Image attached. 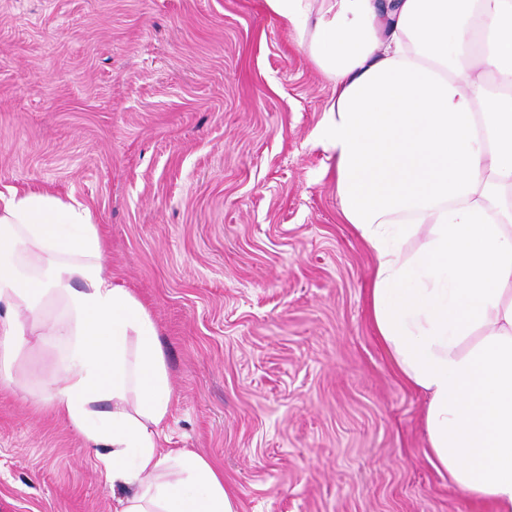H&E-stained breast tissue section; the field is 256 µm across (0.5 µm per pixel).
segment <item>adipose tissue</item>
<instances>
[{"label": "adipose tissue", "instance_id": "adipose-tissue-1", "mask_svg": "<svg viewBox=\"0 0 512 512\" xmlns=\"http://www.w3.org/2000/svg\"><path fill=\"white\" fill-rule=\"evenodd\" d=\"M334 94L313 132L341 215L376 257L375 332L428 396L427 459L512 512V0H265ZM428 241L402 243L414 224ZM89 209L0 192V383L52 340L45 400L95 450L117 512H237L224 475L163 447L173 393L152 316L104 272ZM57 307L47 315V307Z\"/></svg>", "mask_w": 512, "mask_h": 512}]
</instances>
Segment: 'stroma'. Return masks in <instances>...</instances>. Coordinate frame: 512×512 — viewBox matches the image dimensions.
<instances>
[{
    "mask_svg": "<svg viewBox=\"0 0 512 512\" xmlns=\"http://www.w3.org/2000/svg\"><path fill=\"white\" fill-rule=\"evenodd\" d=\"M332 96L265 0H0V192L85 204L154 319L168 445L239 512H490L425 456V395L368 313L374 254L312 140ZM0 386V512H113L122 490L42 399Z\"/></svg>",
    "mask_w": 512,
    "mask_h": 512,
    "instance_id": "1",
    "label": "stroma"
}]
</instances>
